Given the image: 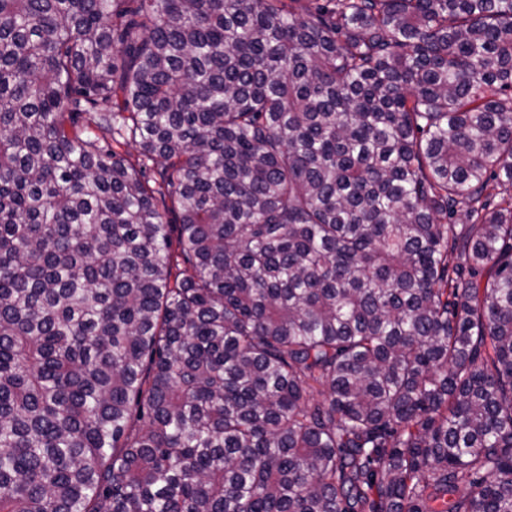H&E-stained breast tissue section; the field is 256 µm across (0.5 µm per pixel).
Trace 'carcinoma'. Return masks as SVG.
<instances>
[{"label":"carcinoma","mask_w":512,"mask_h":512,"mask_svg":"<svg viewBox=\"0 0 512 512\" xmlns=\"http://www.w3.org/2000/svg\"><path fill=\"white\" fill-rule=\"evenodd\" d=\"M0 512H512V0H0Z\"/></svg>","instance_id":"obj_1"}]
</instances>
